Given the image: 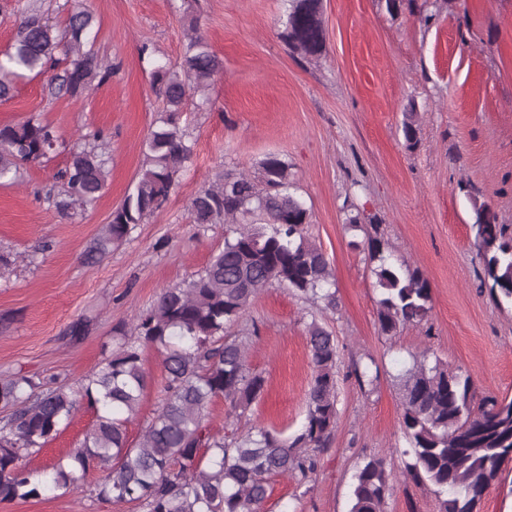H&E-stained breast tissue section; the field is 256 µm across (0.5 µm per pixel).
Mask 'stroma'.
Listing matches in <instances>:
<instances>
[{"mask_svg": "<svg viewBox=\"0 0 512 512\" xmlns=\"http://www.w3.org/2000/svg\"><path fill=\"white\" fill-rule=\"evenodd\" d=\"M64 2L0 0V52L25 7L58 22ZM85 2L97 17L94 48L114 64L112 76L78 100L50 98L44 77H25L0 103V125L35 114L59 135L50 161L30 165L23 183L0 185V254L15 260L0 279V378L20 373L77 386L111 354L115 327L223 247V225L190 223L192 197L216 176L254 172L275 155L288 162L312 211L307 233L332 266L337 308L318 310L279 284L258 295L235 331L251 335L248 362L266 386L241 421L288 436L302 428L314 319L336 338L339 390L337 427L316 474L304 485L270 477L262 510L349 512L355 472L379 456L394 484L384 512H438L433 492L404 474L402 373L425 355L470 375L477 397H512V305L482 287L470 232L475 197L512 225V0H411L394 17L381 0H322L326 52L311 61L279 36L288 0ZM190 16L224 66L206 99L190 98L182 115L193 156L167 204L88 262L86 252L135 184L163 110L151 62L180 61ZM410 108L419 126L411 148L401 131ZM98 130L106 136V187L82 216L62 218L42 190L74 142ZM353 214L360 227L346 226ZM370 235L419 268L431 288L426 319L393 337L379 331L380 292L363 248ZM82 319L84 334L72 335ZM358 365L376 368L377 379L358 384ZM94 421V409L82 405L31 456L29 469L51 467ZM0 512L142 510L61 489L0 502Z\"/></svg>", "mask_w": 512, "mask_h": 512, "instance_id": "stroma-1", "label": "stroma"}]
</instances>
